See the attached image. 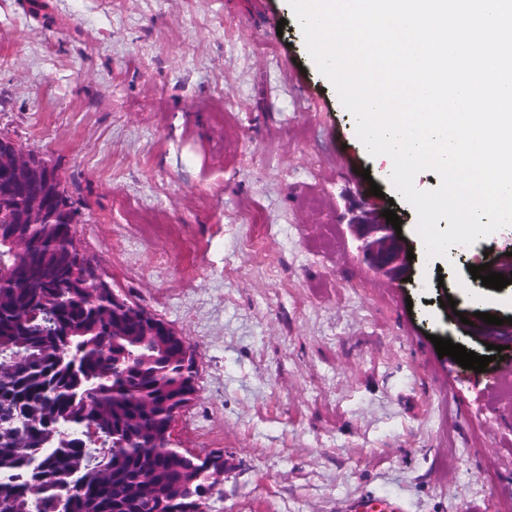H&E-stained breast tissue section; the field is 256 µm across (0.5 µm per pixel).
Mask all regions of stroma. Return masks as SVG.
Wrapping results in <instances>:
<instances>
[{"label":"stroma","instance_id":"stroma-1","mask_svg":"<svg viewBox=\"0 0 512 512\" xmlns=\"http://www.w3.org/2000/svg\"><path fill=\"white\" fill-rule=\"evenodd\" d=\"M0 132L54 165L113 288L192 346L174 445L224 453L206 512H512V348L479 373L432 343L487 355L467 295L512 317V284L468 267L512 226L428 256L287 0H0ZM390 207L401 278L353 228ZM343 512H402L403 508L395 501H351L342 509Z\"/></svg>","mask_w":512,"mask_h":512}]
</instances>
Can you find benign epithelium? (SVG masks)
I'll return each mask as SVG.
<instances>
[{
  "label": "benign epithelium",
  "instance_id": "7a95c632",
  "mask_svg": "<svg viewBox=\"0 0 512 512\" xmlns=\"http://www.w3.org/2000/svg\"><path fill=\"white\" fill-rule=\"evenodd\" d=\"M0 172L8 175L28 174L33 187L12 190L1 188L0 195L10 198L26 209L24 219L30 224H38L63 204L70 203L68 190L61 183L55 167L40 152L22 148L12 137L0 133ZM363 241L362 251L371 266L384 273L400 275L405 268V249L394 234L392 226L384 218L372 213L357 225ZM112 306L121 308L127 317L140 322L147 333L165 336L177 344L181 359L195 363L187 337L178 332L164 319L146 310L127 297L112 292Z\"/></svg>",
  "mask_w": 512,
  "mask_h": 512
}]
</instances>
